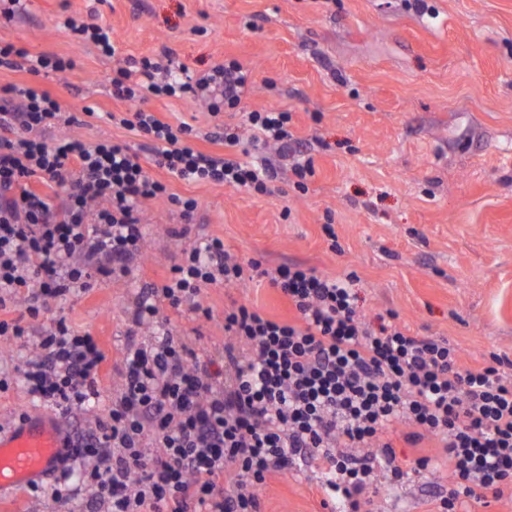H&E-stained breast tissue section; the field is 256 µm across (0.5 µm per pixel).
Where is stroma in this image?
Segmentation results:
<instances>
[{"label":"stroma","mask_w":512,"mask_h":512,"mask_svg":"<svg viewBox=\"0 0 512 512\" xmlns=\"http://www.w3.org/2000/svg\"><path fill=\"white\" fill-rule=\"evenodd\" d=\"M29 0L23 18L0 21V39L31 53L72 59L64 75L38 77L69 112L85 106L119 109L110 79L115 60L58 30L64 11L96 8L117 35L120 56L170 50L175 64L202 73L224 59L252 72L242 103L293 114L294 130L313 146L315 175L307 191L258 197L227 186L166 178L150 142L106 121L71 126L86 141L127 142L150 174L171 193L192 197L198 210L184 236L167 200L148 204L142 252L125 281L49 302L30 321L39 334L58 317L102 343L109 365L99 395L86 404L102 412L119 383L116 363L141 288L161 281L182 251L210 236L243 258L275 266L298 261L330 276L356 273L367 315L396 312L400 324L458 347L464 364L496 353L512 358V0ZM151 107L173 124L201 133L200 148L218 124L199 104L167 100ZM332 222L335 239L322 231ZM256 305L290 316L287 300L259 277L201 294L211 319L188 308L168 310L172 326L201 360H221L224 308ZM29 348L0 336V428L19 414L59 415L80 430L82 416L60 413L28 394L22 367ZM68 479L51 477L23 489L0 512H95L83 483L81 459L67 461ZM322 471L296 465L271 477L261 491L264 512H324ZM446 470L410 474L376 502L377 512H425Z\"/></svg>","instance_id":"35a3bbf8"}]
</instances>
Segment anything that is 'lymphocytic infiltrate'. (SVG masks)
I'll list each match as a JSON object with an SVG mask.
<instances>
[{
    "label": "lymphocytic infiltrate",
    "instance_id": "obj_1",
    "mask_svg": "<svg viewBox=\"0 0 512 512\" xmlns=\"http://www.w3.org/2000/svg\"><path fill=\"white\" fill-rule=\"evenodd\" d=\"M57 27L102 56L117 54L116 36L94 14L63 16ZM73 67L0 41V70L36 77ZM251 81L234 59L193 77L167 51L129 56L111 83L113 98L130 108L102 116L148 139L167 177L268 195L280 173L276 159L200 150L193 126L164 121L149 106L167 99L204 104L214 117L234 113ZM79 118L41 86L0 88V311L27 297L25 317L0 319L1 337L27 336L43 301L126 278L148 202L165 197L184 223L195 217L197 200L169 193L127 143L70 136ZM243 127L255 148L288 156L291 184L306 190L315 169L291 112L244 113L242 124H225L221 140L238 145ZM250 271L287 299L293 315L278 319L231 303L223 366L201 361L164 328L162 307L210 317L202 291L236 286ZM356 280L297 262L270 269L244 262L217 236L184 251L131 312L134 329L160 326L162 336L127 345L111 406L67 440L72 456L92 460L85 480L96 500L107 512H262L266 481L305 462L327 475L322 508L340 501L347 512H375L379 475L398 482L408 472L396 462L400 439L412 446L431 439L445 451L450 486L431 496L434 512H461L480 492L511 494L512 360L493 354L465 368L446 339L410 333L396 313L367 319ZM105 359L94 336L61 317L41 332L24 382L30 395L70 413L96 394Z\"/></svg>",
    "mask_w": 512,
    "mask_h": 512
}]
</instances>
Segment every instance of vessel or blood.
I'll list each match as a JSON object with an SVG mask.
<instances>
[{
  "mask_svg": "<svg viewBox=\"0 0 512 512\" xmlns=\"http://www.w3.org/2000/svg\"><path fill=\"white\" fill-rule=\"evenodd\" d=\"M65 446L64 427L54 417L30 415L0 429V498L55 472Z\"/></svg>",
  "mask_w": 512,
  "mask_h": 512,
  "instance_id": "obj_1",
  "label": "vessel or blood"
}]
</instances>
